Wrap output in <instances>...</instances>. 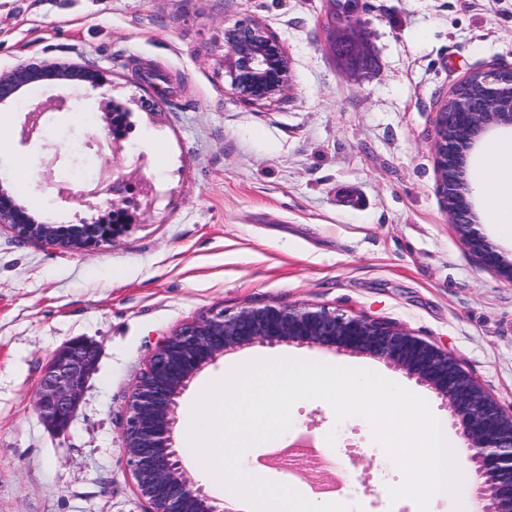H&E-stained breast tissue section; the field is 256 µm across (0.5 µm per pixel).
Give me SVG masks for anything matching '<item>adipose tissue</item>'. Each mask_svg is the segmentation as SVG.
<instances>
[{
  "label": "adipose tissue",
  "mask_w": 512,
  "mask_h": 512,
  "mask_svg": "<svg viewBox=\"0 0 512 512\" xmlns=\"http://www.w3.org/2000/svg\"><path fill=\"white\" fill-rule=\"evenodd\" d=\"M482 166L488 218L512 235V138L489 140L482 151Z\"/></svg>",
  "instance_id": "adipose-tissue-1"
}]
</instances>
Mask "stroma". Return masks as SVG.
<instances>
[{
    "mask_svg": "<svg viewBox=\"0 0 512 512\" xmlns=\"http://www.w3.org/2000/svg\"><path fill=\"white\" fill-rule=\"evenodd\" d=\"M367 69L337 59L332 0H0V72L66 60L106 72V91L47 82L32 95L52 138L22 135L0 103L11 149L0 155L15 200L50 224L92 223L105 206L47 191L55 155L68 186V133L88 111H130L123 134L145 166L133 176L121 236L73 253L0 226V512H147L122 453L124 407L158 345L188 320L272 302L312 304L402 326L455 354L512 409V283L471 252L445 210L436 174L438 112L471 73L512 68V0H355ZM265 24L291 59L290 90L241 101L224 74V29ZM154 99L158 109L143 111ZM100 347L65 433L35 408L41 375L67 342ZM295 357L386 372L447 410L426 386L367 355L284 343L245 346L205 366L179 399L186 418L224 367ZM282 448L311 436L334 469L288 471L266 449L245 453L268 478L360 512H419L391 499L403 472L369 422L337 420L301 400Z\"/></svg>",
    "mask_w": 512,
    "mask_h": 512,
    "instance_id": "1",
    "label": "stroma"
}]
</instances>
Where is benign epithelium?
<instances>
[{"label": "benign epithelium", "instance_id": "7a95c632", "mask_svg": "<svg viewBox=\"0 0 512 512\" xmlns=\"http://www.w3.org/2000/svg\"><path fill=\"white\" fill-rule=\"evenodd\" d=\"M224 71L237 97L246 103L286 95L291 62L278 38L261 22L241 20L224 28ZM483 95L480 106L466 112H439L437 178L446 210L468 247L484 265L512 283V261L477 230V215L466 183L468 155L480 139L499 128H512V112H491L492 100H512V70L474 72ZM44 81L82 82L94 89L108 85L93 68L63 61L27 63L0 73V102L15 98ZM44 110L25 113L24 135L42 132ZM125 113L112 114V140L88 142L96 148L101 180L86 190L89 197L109 196L112 223L47 224L36 220L0 183V224L28 240L70 250H88L114 240L122 231L121 207L127 180L116 175L105 149L123 151L117 126ZM297 343L327 351L365 354L404 372L432 390L464 440L465 461L473 468L474 499L479 512H512V410L498 400L437 343L398 326L309 304L272 302L234 312L219 311L188 321L162 341L125 404L123 457L148 512H228L224 502L195 485L184 473L174 446L178 399L197 373L224 353L253 344ZM98 356L95 345L69 343L45 368L36 408L53 429L66 430L82 400Z\"/></svg>", "mask_w": 512, "mask_h": 512}]
</instances>
